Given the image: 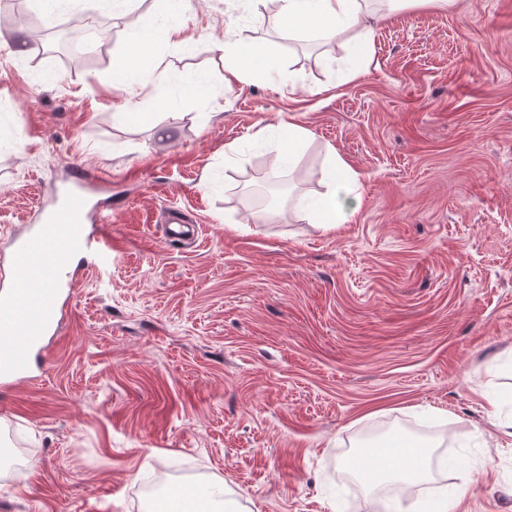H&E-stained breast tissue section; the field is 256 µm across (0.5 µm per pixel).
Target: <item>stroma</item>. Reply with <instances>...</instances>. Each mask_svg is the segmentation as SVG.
Instances as JSON below:
<instances>
[{
    "label": "stroma",
    "instance_id": "stroma-1",
    "mask_svg": "<svg viewBox=\"0 0 512 512\" xmlns=\"http://www.w3.org/2000/svg\"><path fill=\"white\" fill-rule=\"evenodd\" d=\"M276 0H61L109 43L59 48L29 0H0V284L70 168L112 177L106 265H84L36 378L0 391V512H143L157 476L223 481L240 512H512V0L391 14L368 70L276 24ZM176 26L158 84L114 80L133 35ZM292 74L225 82L224 33ZM309 138L292 183L336 151L361 207L335 230L241 195L277 129ZM192 239L169 241L171 215ZM428 427L433 479L367 489L364 435ZM464 457L452 470L445 460Z\"/></svg>",
    "mask_w": 512,
    "mask_h": 512
}]
</instances>
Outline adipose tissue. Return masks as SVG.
Instances as JSON below:
<instances>
[{
	"mask_svg": "<svg viewBox=\"0 0 512 512\" xmlns=\"http://www.w3.org/2000/svg\"><path fill=\"white\" fill-rule=\"evenodd\" d=\"M370 0H278L277 24L290 35H312L331 42L349 36L359 45L358 57L351 63L352 75L364 73L370 64L368 45L373 32L374 19L385 13L415 4L448 6L450 0H377V7H370ZM155 34H137L129 46L126 71L140 82L159 79L158 64L154 58ZM324 190L316 197L301 195L295 198L294 207L303 219L319 224L325 229H335L342 215L356 211L359 198L353 190L358 185V175L337 153H330L322 172ZM430 452L427 448H402L395 458L376 469L363 464L356 472L358 480L366 486L388 480L405 485H418L430 477Z\"/></svg>",
	"mask_w": 512,
	"mask_h": 512,
	"instance_id": "ef3b65f1",
	"label": "adipose tissue"
}]
</instances>
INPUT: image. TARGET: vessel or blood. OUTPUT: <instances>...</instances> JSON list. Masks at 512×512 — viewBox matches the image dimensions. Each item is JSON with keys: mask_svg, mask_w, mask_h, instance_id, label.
I'll use <instances>...</instances> for the list:
<instances>
[{"mask_svg": "<svg viewBox=\"0 0 512 512\" xmlns=\"http://www.w3.org/2000/svg\"><path fill=\"white\" fill-rule=\"evenodd\" d=\"M109 180L101 171L74 169L60 201L17 241L10 259L11 280L0 287L1 388H10L28 373L35 348L56 331L60 273L78 258L91 263L109 259L108 240L83 226L92 209L91 195Z\"/></svg>", "mask_w": 512, "mask_h": 512, "instance_id": "obj_1", "label": "vessel or blood"}]
</instances>
